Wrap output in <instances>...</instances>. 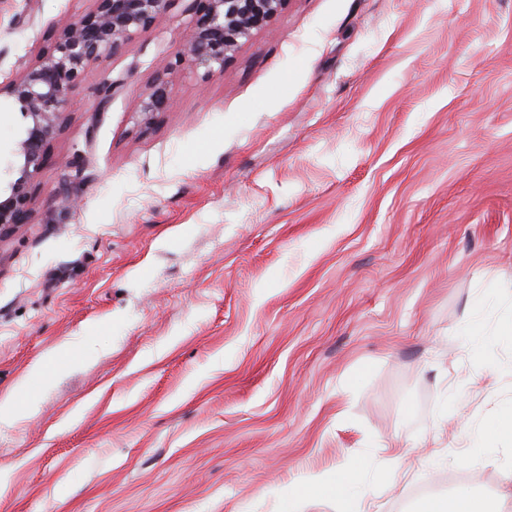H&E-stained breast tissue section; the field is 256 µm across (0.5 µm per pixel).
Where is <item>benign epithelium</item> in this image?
<instances>
[{"mask_svg": "<svg viewBox=\"0 0 512 512\" xmlns=\"http://www.w3.org/2000/svg\"><path fill=\"white\" fill-rule=\"evenodd\" d=\"M84 13L62 23L50 51L40 53L9 84L0 85L23 119L10 169L0 186V236L32 216V183L44 168L47 146L62 130L66 105L87 70L115 54L140 32L163 20L170 0H92ZM185 27L182 51L164 70L186 66L208 78L224 72L229 53L269 24L288 0H198ZM167 80L158 77L139 106L143 119L169 107Z\"/></svg>", "mask_w": 512, "mask_h": 512, "instance_id": "7a95c632", "label": "benign epithelium"}]
</instances>
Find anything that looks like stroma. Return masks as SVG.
Wrapping results in <instances>:
<instances>
[{"label": "stroma", "instance_id": "35a3bbf8", "mask_svg": "<svg viewBox=\"0 0 512 512\" xmlns=\"http://www.w3.org/2000/svg\"><path fill=\"white\" fill-rule=\"evenodd\" d=\"M90 5L0 0V83ZM194 8L87 70L0 240V512H512V0H289L144 121ZM169 103L168 82L160 76L154 81L150 92L141 101L138 112H141L144 120H148L154 113L165 111L169 107ZM427 512H491L487 504L466 491H461L452 500H433Z\"/></svg>", "mask_w": 512, "mask_h": 512}]
</instances>
